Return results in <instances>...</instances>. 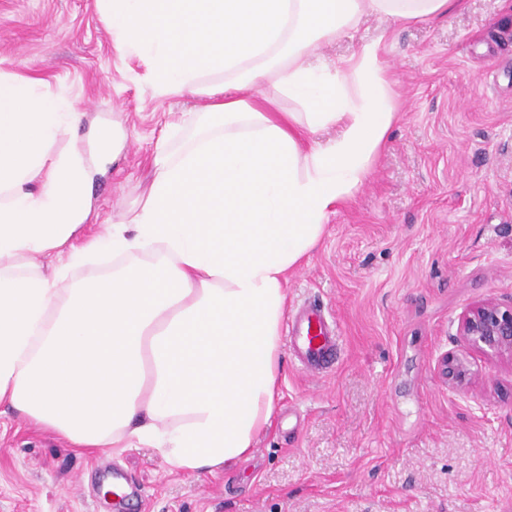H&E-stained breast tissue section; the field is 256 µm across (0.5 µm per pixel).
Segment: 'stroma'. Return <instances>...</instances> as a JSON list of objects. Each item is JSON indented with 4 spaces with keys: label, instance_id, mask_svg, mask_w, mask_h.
I'll list each match as a JSON object with an SVG mask.
<instances>
[{
    "label": "stroma",
    "instance_id": "stroma-1",
    "mask_svg": "<svg viewBox=\"0 0 512 512\" xmlns=\"http://www.w3.org/2000/svg\"><path fill=\"white\" fill-rule=\"evenodd\" d=\"M388 37L399 117L368 180L327 221L288 280L340 327L344 354L306 374L283 350L281 398L252 456L216 474L171 471L150 448H73L15 411L0 414V512H512V362L467 351L478 378L449 386L440 358L462 351L458 318L512 302V0H464L430 22L361 23L326 60ZM0 70L41 79L91 132L122 125L121 154L91 183L83 238L139 200L155 142L202 101L156 96L124 61L96 0H0Z\"/></svg>",
    "mask_w": 512,
    "mask_h": 512
}]
</instances>
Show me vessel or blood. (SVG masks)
Here are the masks:
<instances>
[{
  "mask_svg": "<svg viewBox=\"0 0 512 512\" xmlns=\"http://www.w3.org/2000/svg\"><path fill=\"white\" fill-rule=\"evenodd\" d=\"M288 327V341L306 372L319 375L334 365L339 334L320 306H300L291 315Z\"/></svg>",
  "mask_w": 512,
  "mask_h": 512,
  "instance_id": "obj_1",
  "label": "vessel or blood"
}]
</instances>
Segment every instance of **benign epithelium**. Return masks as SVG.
<instances>
[{
	"label": "benign epithelium",
	"instance_id": "benign-epithelium-1",
	"mask_svg": "<svg viewBox=\"0 0 512 512\" xmlns=\"http://www.w3.org/2000/svg\"><path fill=\"white\" fill-rule=\"evenodd\" d=\"M458 332L469 347L512 361V304L493 299L475 304L459 317ZM440 372L451 385L469 387L474 382L469 361L462 354H445Z\"/></svg>",
	"mask_w": 512,
	"mask_h": 512
}]
</instances>
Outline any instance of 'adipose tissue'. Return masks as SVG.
<instances>
[{
  "mask_svg": "<svg viewBox=\"0 0 512 512\" xmlns=\"http://www.w3.org/2000/svg\"><path fill=\"white\" fill-rule=\"evenodd\" d=\"M98 3L156 95L207 103L162 131L143 202L81 243L93 174L127 135L64 142L79 113L0 72V406L75 448L145 446L214 474L270 427L288 275L398 118L382 38L329 65L317 49L368 17L429 22L458 0ZM103 252L118 259L109 272L73 279Z\"/></svg>",
  "mask_w": 512,
  "mask_h": 512,
  "instance_id": "adipose-tissue-1",
  "label": "adipose tissue"
}]
</instances>
